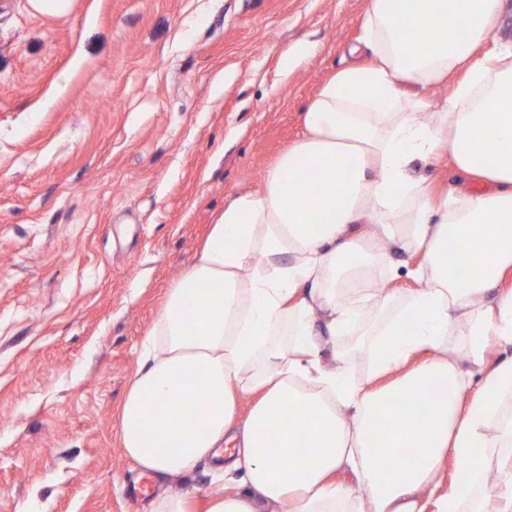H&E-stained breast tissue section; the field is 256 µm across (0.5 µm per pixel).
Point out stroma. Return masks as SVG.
<instances>
[{
  "label": "stroma",
  "mask_w": 512,
  "mask_h": 512,
  "mask_svg": "<svg viewBox=\"0 0 512 512\" xmlns=\"http://www.w3.org/2000/svg\"><path fill=\"white\" fill-rule=\"evenodd\" d=\"M367 0H0V512H205L207 460L142 473L119 409L165 294L235 196L304 132L358 47ZM311 53L289 74L296 44ZM367 288L417 282L392 252ZM191 505L187 495L162 493L150 502L149 512H190Z\"/></svg>",
  "instance_id": "obj_1"
}]
</instances>
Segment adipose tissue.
Wrapping results in <instances>:
<instances>
[{"label":"adipose tissue","mask_w":512,"mask_h":512,"mask_svg":"<svg viewBox=\"0 0 512 512\" xmlns=\"http://www.w3.org/2000/svg\"><path fill=\"white\" fill-rule=\"evenodd\" d=\"M508 12L512 0H368L370 63L321 87L302 138L225 207L142 342L118 431L142 471L186 474L230 444L244 487L207 512H512V357L484 361L512 345V48L495 39ZM447 80L435 107L400 88ZM444 155L487 191L432 197L410 165ZM364 220L376 245L351 235ZM395 248L422 251L418 288L354 299ZM364 302L382 313L365 385L319 340L355 329ZM453 336L481 379L449 357Z\"/></svg>","instance_id":"obj_1"}]
</instances>
